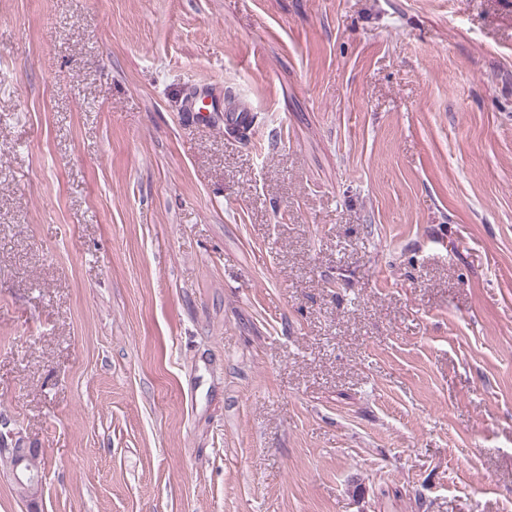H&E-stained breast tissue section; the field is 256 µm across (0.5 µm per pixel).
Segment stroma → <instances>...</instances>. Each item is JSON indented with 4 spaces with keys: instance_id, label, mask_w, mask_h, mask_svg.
Here are the masks:
<instances>
[{
    "instance_id": "stroma-1",
    "label": "stroma",
    "mask_w": 512,
    "mask_h": 512,
    "mask_svg": "<svg viewBox=\"0 0 512 512\" xmlns=\"http://www.w3.org/2000/svg\"><path fill=\"white\" fill-rule=\"evenodd\" d=\"M0 417L41 512H512V0H0Z\"/></svg>"
}]
</instances>
